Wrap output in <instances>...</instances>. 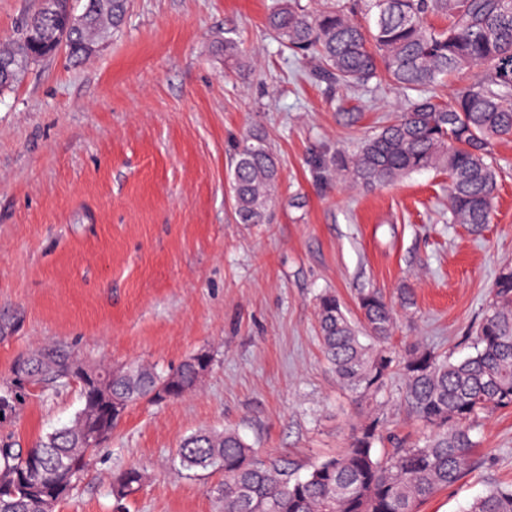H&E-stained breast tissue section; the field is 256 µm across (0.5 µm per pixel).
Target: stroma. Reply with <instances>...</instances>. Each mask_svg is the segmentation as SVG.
I'll return each mask as SVG.
<instances>
[{
  "label": "stroma",
  "mask_w": 512,
  "mask_h": 512,
  "mask_svg": "<svg viewBox=\"0 0 512 512\" xmlns=\"http://www.w3.org/2000/svg\"><path fill=\"white\" fill-rule=\"evenodd\" d=\"M272 0H132L121 30L87 61L65 52L0 90V385L45 344L88 362L148 363L161 374L206 350L198 389L138 403L56 512H114L112 479L147 480L128 512H222L221 473H179L180 439L236 430L259 453L306 474L380 417L388 432L428 429L398 402L359 401L337 380L318 338L327 291L349 314L379 289L397 309V355L460 359L500 267L512 265V137L493 145L495 211L480 232L448 221V175L423 170L362 189L319 177L314 156L354 152L404 101L389 85L329 87L311 62L280 54L264 25ZM239 41L247 66L220 45ZM280 160L279 200L265 224L237 223L231 158L250 132ZM80 406L78 384L28 387L0 422V444L33 447ZM474 467L420 512H463L512 481V407L480 419Z\"/></svg>",
  "instance_id": "obj_1"
}]
</instances>
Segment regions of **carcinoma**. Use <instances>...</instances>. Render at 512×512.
<instances>
[{
    "label": "carcinoma",
    "mask_w": 512,
    "mask_h": 512,
    "mask_svg": "<svg viewBox=\"0 0 512 512\" xmlns=\"http://www.w3.org/2000/svg\"><path fill=\"white\" fill-rule=\"evenodd\" d=\"M73 0H55L56 12L38 10L25 31L0 49V89L16 82L33 62L65 47L82 61L86 47L124 22L129 0H83L82 19L57 30L56 14ZM364 6L368 24L356 19ZM273 39L315 63L317 77L347 88L386 77L407 100L393 119L347 155L326 167L353 186L375 187L414 172L448 173V222L475 232L490 222L497 170L490 161L494 140L512 135V0H353L316 11L301 0H277L266 15ZM239 42L224 38V61L241 63ZM480 76L458 91L451 104L430 89L439 78L470 69ZM279 165L270 144L251 133L234 150L230 191L240 224H265L278 198ZM492 301L475 331V353L461 360L430 351L404 358L382 347L393 334L396 312L382 292L359 294L357 319L336 295L317 305L324 354L343 387L375 399L396 370L404 376L400 401L430 429L409 441L384 434L377 417L353 426L347 448L297 477L288 467L260 457L233 429L198 431L177 448L180 469L220 471L215 489L224 512H418L438 491L458 482L474 464L472 430L481 415L512 407V268L500 270ZM0 387V418L16 411L23 381L45 387L78 382L84 366L70 350L54 345L22 359ZM211 367L195 355L161 375L133 363L101 366L97 384L79 382L81 407L70 424L23 450L0 446V512H55L82 481L92 457L105 447L126 411L141 400L159 403L162 393L178 400L192 392ZM388 443L382 455L376 444ZM137 467L120 472L112 496L121 502L143 484ZM464 512H512V486H492Z\"/></svg>",
    "instance_id": "1"
}]
</instances>
